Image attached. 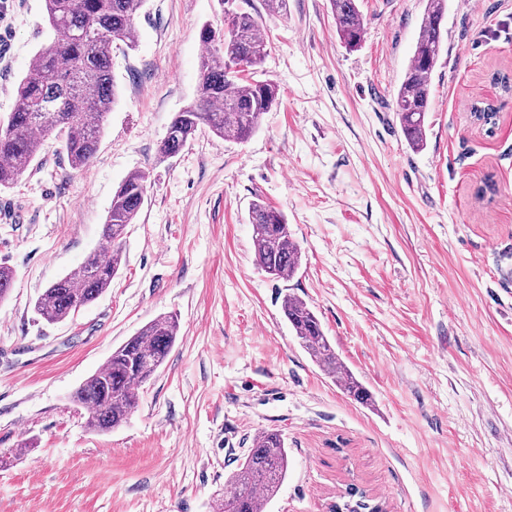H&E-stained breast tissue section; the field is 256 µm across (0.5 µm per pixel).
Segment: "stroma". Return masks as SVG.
I'll return each mask as SVG.
<instances>
[{
    "instance_id": "1",
    "label": "stroma",
    "mask_w": 512,
    "mask_h": 512,
    "mask_svg": "<svg viewBox=\"0 0 512 512\" xmlns=\"http://www.w3.org/2000/svg\"><path fill=\"white\" fill-rule=\"evenodd\" d=\"M263 18L256 79L279 101L243 142L201 130L158 143L197 98L203 25L220 0H146L135 47L112 54L117 100L99 150L71 169L55 143L0 191V512H212L254 436L280 431L288 478L266 512H329L348 486L389 512H512V0H448L427 146L394 98L425 0H358L359 48L332 0H237ZM54 31L44 0L0 11V119ZM492 104L494 127L472 106ZM150 170L112 286L72 320L33 306L100 243L120 183ZM495 188L484 191L486 180ZM282 211L302 266L270 280L248 209ZM308 301L376 406L302 350L281 309ZM180 336L126 423L86 427L75 389L158 315ZM336 33L348 47H358L363 38L364 24L356 0H332Z\"/></svg>"
}]
</instances>
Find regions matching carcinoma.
I'll list each match as a JSON object with an SVG mask.
<instances>
[{
    "instance_id": "obj_1",
    "label": "carcinoma",
    "mask_w": 512,
    "mask_h": 512,
    "mask_svg": "<svg viewBox=\"0 0 512 512\" xmlns=\"http://www.w3.org/2000/svg\"><path fill=\"white\" fill-rule=\"evenodd\" d=\"M144 2L45 0L48 24L57 37L39 50L36 64L15 87L12 111L0 122V191L19 181L50 138L59 143L72 169L92 162L116 100L112 45H136L135 18ZM234 3L221 0L223 35L209 25L200 30L208 51L201 57L198 100L175 113L158 145L160 160L177 155L202 126L223 138L246 140L277 103L279 92L273 82L240 77L263 63L267 43L262 24ZM332 5L338 37L350 48L359 46L364 24L356 0H332ZM447 10V0H426L414 53L395 97L402 133L416 151L427 143L431 82ZM148 182L150 171L143 169L119 185L102 224L100 249L45 288L34 303L37 315L51 323L63 322L111 287L122 263L126 229L139 216ZM249 223L256 265L276 281L292 278L302 265V251L285 215L257 200L251 203ZM282 311L319 369L357 403L374 405L372 394L336 353L311 304L286 294ZM179 330L173 315L152 320L82 383L73 401L87 410L90 430L110 432L128 420L138 404V388L165 363ZM287 475L285 438L275 430L259 433L225 478L224 497L215 512H263Z\"/></svg>"
}]
</instances>
